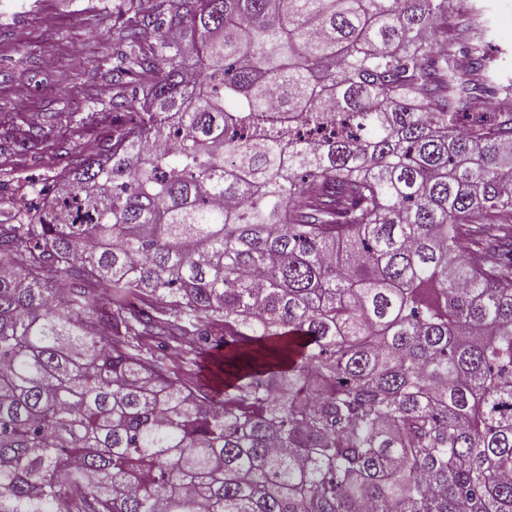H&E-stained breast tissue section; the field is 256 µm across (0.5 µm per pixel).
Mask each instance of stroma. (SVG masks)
<instances>
[{
    "label": "stroma",
    "instance_id": "obj_1",
    "mask_svg": "<svg viewBox=\"0 0 512 512\" xmlns=\"http://www.w3.org/2000/svg\"><path fill=\"white\" fill-rule=\"evenodd\" d=\"M149 0H0V224L27 193L41 203L63 160L100 155L122 117L112 62ZM479 14L498 80L512 82V0H459Z\"/></svg>",
    "mask_w": 512,
    "mask_h": 512
}]
</instances>
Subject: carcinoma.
<instances>
[{
  "label": "carcinoma",
  "instance_id": "cac0c4a2",
  "mask_svg": "<svg viewBox=\"0 0 512 512\" xmlns=\"http://www.w3.org/2000/svg\"><path fill=\"white\" fill-rule=\"evenodd\" d=\"M456 9L142 12L136 121L0 224V512H512V83ZM217 328L222 400L158 354Z\"/></svg>",
  "mask_w": 512,
  "mask_h": 512
}]
</instances>
